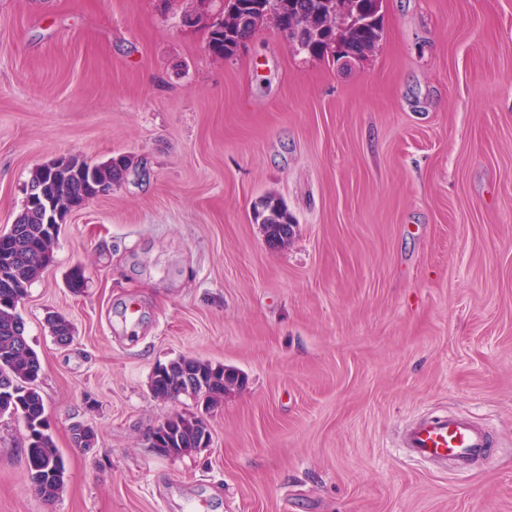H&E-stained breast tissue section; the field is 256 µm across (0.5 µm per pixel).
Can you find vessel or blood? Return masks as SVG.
<instances>
[{
	"mask_svg": "<svg viewBox=\"0 0 512 512\" xmlns=\"http://www.w3.org/2000/svg\"><path fill=\"white\" fill-rule=\"evenodd\" d=\"M409 455L424 462L441 461L467 472L487 463L492 444L485 426L460 412L429 414L410 425L404 433Z\"/></svg>",
	"mask_w": 512,
	"mask_h": 512,
	"instance_id": "1",
	"label": "vessel or blood"
}]
</instances>
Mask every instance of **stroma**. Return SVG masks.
<instances>
[{"instance_id":"1","label":"stroma","mask_w":512,"mask_h":512,"mask_svg":"<svg viewBox=\"0 0 512 512\" xmlns=\"http://www.w3.org/2000/svg\"><path fill=\"white\" fill-rule=\"evenodd\" d=\"M185 5L0 0V233L34 169L131 161L20 306L64 485L34 494L2 417L0 512H512V0H383L346 68L269 26L213 61ZM268 193L295 219L279 250L253 221ZM181 356L246 385L208 412L156 399ZM445 409L492 433L489 463L410 460L402 430ZM174 413L210 445L157 453Z\"/></svg>"}]
</instances>
